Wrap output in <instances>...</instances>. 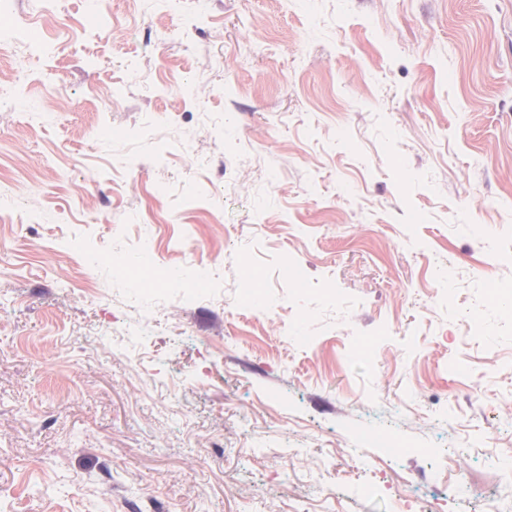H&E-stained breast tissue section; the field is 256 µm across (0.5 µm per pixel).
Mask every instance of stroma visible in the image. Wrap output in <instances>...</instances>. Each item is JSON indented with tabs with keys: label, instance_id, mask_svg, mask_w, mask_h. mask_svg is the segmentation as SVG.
<instances>
[{
	"label": "stroma",
	"instance_id": "stroma-1",
	"mask_svg": "<svg viewBox=\"0 0 512 512\" xmlns=\"http://www.w3.org/2000/svg\"><path fill=\"white\" fill-rule=\"evenodd\" d=\"M0 16L30 22L0 32V512H482L512 457V0ZM144 254L166 282L126 276Z\"/></svg>",
	"mask_w": 512,
	"mask_h": 512
}]
</instances>
